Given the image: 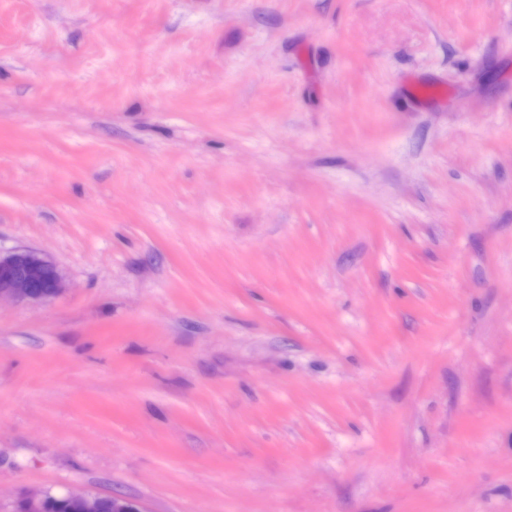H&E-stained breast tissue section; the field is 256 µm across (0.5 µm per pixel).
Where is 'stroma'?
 <instances>
[{
  "instance_id": "35a3bbf8",
  "label": "stroma",
  "mask_w": 512,
  "mask_h": 512,
  "mask_svg": "<svg viewBox=\"0 0 512 512\" xmlns=\"http://www.w3.org/2000/svg\"><path fill=\"white\" fill-rule=\"evenodd\" d=\"M0 512H512V0H0ZM38 288H50V291ZM64 288V279L56 265L38 252L29 249L0 252V301L44 303Z\"/></svg>"
}]
</instances>
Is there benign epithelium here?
<instances>
[{
  "mask_svg": "<svg viewBox=\"0 0 512 512\" xmlns=\"http://www.w3.org/2000/svg\"><path fill=\"white\" fill-rule=\"evenodd\" d=\"M65 282L56 265L29 249L0 253V301L44 303L60 294ZM78 512H97L95 496L81 492L66 493Z\"/></svg>",
  "mask_w": 512,
  "mask_h": 512,
  "instance_id": "obj_1",
  "label": "benign epithelium"
}]
</instances>
